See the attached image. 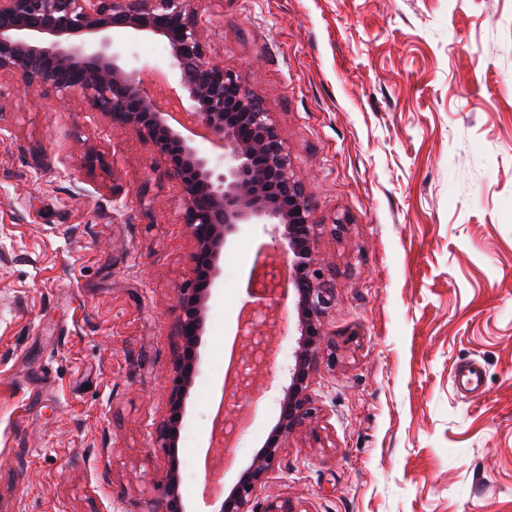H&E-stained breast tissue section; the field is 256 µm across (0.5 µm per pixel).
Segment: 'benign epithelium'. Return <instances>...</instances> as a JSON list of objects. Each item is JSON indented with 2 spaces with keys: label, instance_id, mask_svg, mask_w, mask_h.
<instances>
[{
  "label": "benign epithelium",
  "instance_id": "7a95c632",
  "mask_svg": "<svg viewBox=\"0 0 512 512\" xmlns=\"http://www.w3.org/2000/svg\"><path fill=\"white\" fill-rule=\"evenodd\" d=\"M205 28L193 0H0V81L24 93L46 90L62 104L99 112L156 147L166 173L184 193V224L194 241V278L180 289L173 329L179 343L167 371V415L156 429L170 457L149 512H187L179 491L177 438L185 396L197 372V346L217 260L243 224H268L287 245L288 295L293 299L296 345L287 366L289 384L279 400L278 422L215 512H300L288 498L260 497L279 466L288 440L318 419L311 386L322 359L334 361L333 333L324 316L333 301L327 269L317 252L321 225L313 205L290 173L288 151L270 115L235 75L205 61ZM166 40L182 110L196 116L216 157L171 124L145 91L141 70L131 65L130 41ZM247 315L264 311L272 323L251 331L257 341L246 365L267 364L277 320L269 296L250 292Z\"/></svg>",
  "mask_w": 512,
  "mask_h": 512
}]
</instances>
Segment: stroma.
Masks as SVG:
<instances>
[{
  "mask_svg": "<svg viewBox=\"0 0 512 512\" xmlns=\"http://www.w3.org/2000/svg\"><path fill=\"white\" fill-rule=\"evenodd\" d=\"M206 61L259 99L321 224L334 362L322 412L262 496L302 512H512V0H196ZM183 191L152 144L43 93L0 95V512H146L193 276ZM241 225L208 300L177 443L188 512H215L202 457L216 403L248 414L231 489L276 425L291 299L248 404ZM482 387L463 394L461 369Z\"/></svg>",
  "mask_w": 512,
  "mask_h": 512,
  "instance_id": "stroma-1",
  "label": "stroma"
}]
</instances>
